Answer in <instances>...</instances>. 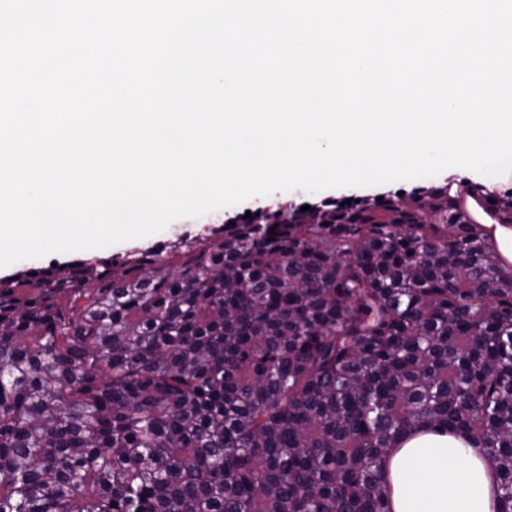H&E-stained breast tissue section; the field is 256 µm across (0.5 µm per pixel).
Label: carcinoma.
Listing matches in <instances>:
<instances>
[{
    "instance_id": "1",
    "label": "carcinoma",
    "mask_w": 512,
    "mask_h": 512,
    "mask_svg": "<svg viewBox=\"0 0 512 512\" xmlns=\"http://www.w3.org/2000/svg\"><path fill=\"white\" fill-rule=\"evenodd\" d=\"M419 427L512 512V267L446 184L0 277V512H392Z\"/></svg>"
}]
</instances>
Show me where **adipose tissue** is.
I'll return each mask as SVG.
<instances>
[{
    "label": "adipose tissue",
    "mask_w": 512,
    "mask_h": 512,
    "mask_svg": "<svg viewBox=\"0 0 512 512\" xmlns=\"http://www.w3.org/2000/svg\"><path fill=\"white\" fill-rule=\"evenodd\" d=\"M386 470L392 512H494L497 474L467 435L415 430Z\"/></svg>",
    "instance_id": "obj_1"
}]
</instances>
